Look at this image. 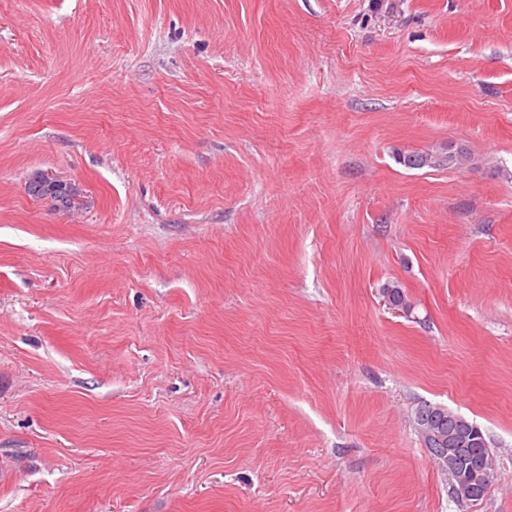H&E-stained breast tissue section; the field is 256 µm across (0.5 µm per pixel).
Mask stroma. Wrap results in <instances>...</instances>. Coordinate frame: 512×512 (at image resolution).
Segmentation results:
<instances>
[{
    "label": "stroma",
    "mask_w": 512,
    "mask_h": 512,
    "mask_svg": "<svg viewBox=\"0 0 512 512\" xmlns=\"http://www.w3.org/2000/svg\"><path fill=\"white\" fill-rule=\"evenodd\" d=\"M0 512H512V0H0ZM398 163L409 169L428 168H454L463 164L465 156L462 152H451L447 154H432L429 152L397 153ZM34 177L32 179L30 177L27 182V190L31 196L39 199H49L59 209L65 210L71 207L73 199L68 182L66 186H51L35 181ZM459 422L461 425L456 422L454 414H448V407L436 412L433 418L435 426L438 427L442 433L448 436V448H455L458 463L461 465H468L472 459H479L486 451L490 453L491 450L480 426L474 422L466 421L465 419H459ZM469 422L476 425L478 428L477 430H474L476 434L469 439L467 438L468 430H462L457 434L448 435V429H464L462 424L470 426L471 424ZM462 440L465 441L456 448L458 442H461ZM434 462L449 473L450 478L454 483V486L457 487L458 485L461 488V494L462 496H464L466 500H478L482 495V486L485 489L483 497L487 493V490L493 478V460L490 457L484 456V458L482 460H479L478 462L483 472L489 474L492 471L489 475L486 476L482 472L476 470L477 480L478 482H482V485L470 480L469 477H467L466 469L465 473L460 471L456 461L454 460L452 454L449 451L448 454L438 455L437 461ZM481 499H479L478 501H480Z\"/></svg>",
    "instance_id": "35a3bbf8"
}]
</instances>
